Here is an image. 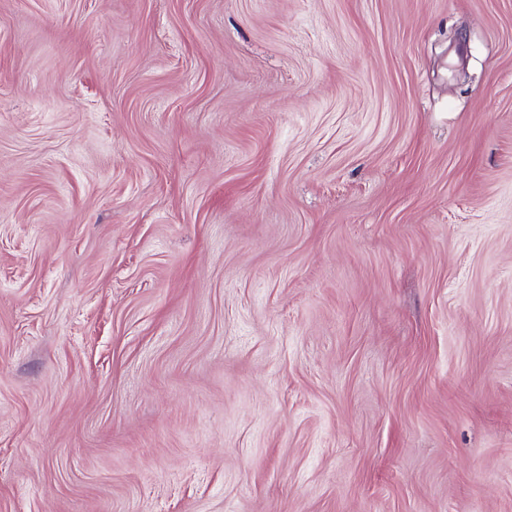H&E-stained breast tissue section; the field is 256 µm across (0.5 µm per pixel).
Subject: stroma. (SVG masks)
<instances>
[{
  "mask_svg": "<svg viewBox=\"0 0 512 512\" xmlns=\"http://www.w3.org/2000/svg\"><path fill=\"white\" fill-rule=\"evenodd\" d=\"M0 512H512V0H0Z\"/></svg>",
  "mask_w": 512,
  "mask_h": 512,
  "instance_id": "1",
  "label": "stroma"
}]
</instances>
